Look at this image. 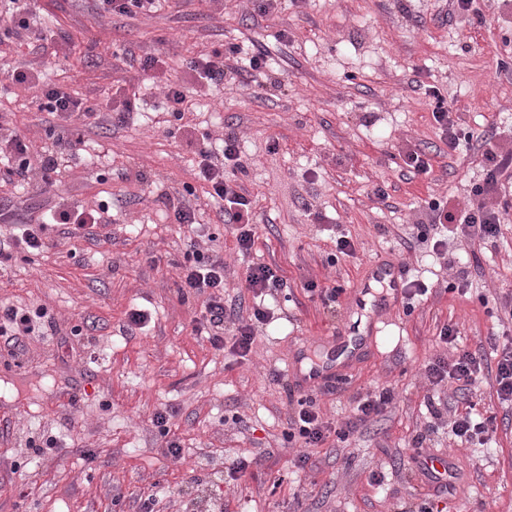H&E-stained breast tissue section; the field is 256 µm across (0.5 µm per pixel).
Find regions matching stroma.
<instances>
[{
  "label": "stroma",
  "mask_w": 512,
  "mask_h": 512,
  "mask_svg": "<svg viewBox=\"0 0 512 512\" xmlns=\"http://www.w3.org/2000/svg\"><path fill=\"white\" fill-rule=\"evenodd\" d=\"M30 6L47 38L14 41L0 55V134L53 152L58 172L53 185L37 179L24 191L0 182V209L29 223L53 208L103 204L111 222L75 236L46 225L43 251L0 262V305H41L57 324L53 337L27 338L19 355L0 341V512L20 504L26 512H139L155 492L157 512H412L433 485L406 467L408 446L427 423L428 399L445 405L452 392L423 375L447 351L441 329L457 328L459 346L475 350L512 328L497 310L512 294V210L496 248L478 254L466 239L451 242L467 263L464 295L448 292L453 271L410 235L430 200L465 207L466 186L480 174L477 151L449 150L425 89L439 87L475 133L512 124V68L501 67L512 59L504 44L512 5L476 0L483 22L474 26L450 17L448 0H410L404 10L397 0H278L266 16L260 0H170L150 16L114 17L100 15L96 0ZM231 46L266 50L271 70L253 82L197 88L184 59ZM146 56L160 60L150 78L139 67ZM28 66L98 103L120 106L122 87L139 92L141 110L122 124L104 112L84 126L37 111L32 91L8 78ZM172 81L189 100L180 132L157 107ZM67 129L81 131L84 149L56 144L54 132ZM230 133L261 226L246 254L195 177L198 150ZM409 150L428 155L429 173L403 168ZM188 184L197 230L175 223L158 201ZM380 187L387 200L377 198ZM340 233L354 256L337 255ZM191 240L223 255L225 299L251 301V263L278 267L287 281L280 320L258 331L247 357L215 352L194 330L203 300L182 299L177 266ZM381 261L431 285L412 314L371 296L365 306L354 302ZM310 281L343 288L335 312L309 297ZM136 309L151 320L131 332ZM380 319L389 338L375 334ZM353 324L363 350L339 363L335 392L317 398L322 412L343 421L361 396L386 385L396 401L347 442L311 449V469L289 475L286 391L303 393L304 366L327 359L332 336ZM495 373L485 368L477 392L496 416L491 441L455 442L442 419L425 443L458 475L450 512H512V408L497 399ZM159 411L180 458L166 453L167 437L151 422ZM46 432L60 442L34 456L28 443ZM266 451L270 459L253 465ZM229 457L250 460L241 480L227 476Z\"/></svg>",
  "instance_id": "stroma-1"
}]
</instances>
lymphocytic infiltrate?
Returning a JSON list of instances; mask_svg holds the SVG:
<instances>
[{"instance_id": "lymphocytic-infiltrate-1", "label": "lymphocytic infiltrate", "mask_w": 512, "mask_h": 512, "mask_svg": "<svg viewBox=\"0 0 512 512\" xmlns=\"http://www.w3.org/2000/svg\"><path fill=\"white\" fill-rule=\"evenodd\" d=\"M0 21L5 22L0 32V42L7 39H28L40 36L37 14L21 0H0ZM268 54L258 52L243 58L238 47L228 52L213 51L190 58L186 69L194 82L203 87L223 84L226 76H248L270 69ZM12 83L36 89L35 101L39 110L61 112L84 118L96 116L98 106L90 100L71 93L65 87L45 82L40 71L32 68L14 69L10 73ZM433 106L432 114L444 134L449 150L470 146L473 131L459 123L456 112L450 108L446 97L438 87L425 90ZM0 150V179L11 182H28L32 172H39L42 181H49L57 171L54 155L42 156L39 163L30 160L31 149L21 136L13 135L4 141ZM239 143L235 136L224 139L222 153L203 149L198 153V177L208 187L209 195L219 204L224 223L230 224L239 251L250 250L258 234L251 200L235 175L242 169ZM480 167L482 174L469 189L466 208L452 210L446 202H429L425 217L412 226V236L418 242L431 243L432 251L444 259L448 268L456 269L457 279L449 283L452 292L462 291L465 270L457 269L456 259L448 253V239L459 236L479 246L495 247L501 232L500 215L512 209V135L506 141H483ZM180 293L182 297L204 296V312L195 330L207 337L215 352L232 348L239 356H246L255 340L256 328L267 325L271 319L266 308L253 306L248 320H240L235 310L224 305V259L217 254L200 251L196 244H189L179 262ZM233 320L236 327L232 336H225L224 323ZM53 326L45 308L19 309L13 306L0 308V336L17 342L22 336H42ZM483 359L475 353L461 351L454 360L442 357L432 359L425 367L430 383H453L456 392L467 397L461 411H455L452 432L455 437L468 443L486 444L495 430L496 417L477 412L469 399L480 379ZM395 400L392 387L378 388L373 394L359 399L353 409V420L363 422L384 415ZM333 423L323 418L315 398L305 395L297 398L294 413L288 422L284 438L288 444L298 446V453L289 460V467L305 469L309 449L319 447L329 438L346 442L353 431L352 422Z\"/></svg>"}]
</instances>
